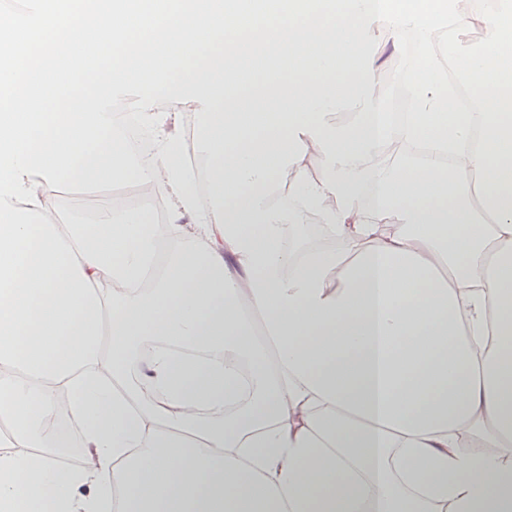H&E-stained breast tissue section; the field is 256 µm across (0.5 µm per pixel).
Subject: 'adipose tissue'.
<instances>
[{
  "mask_svg": "<svg viewBox=\"0 0 512 512\" xmlns=\"http://www.w3.org/2000/svg\"><path fill=\"white\" fill-rule=\"evenodd\" d=\"M447 64L483 94L410 123L426 157L382 158L371 69L314 59L158 136L165 224L38 187L74 255L0 363V512H512V10ZM283 184L335 248H285ZM63 407L80 468L46 429ZM56 191L64 208L75 215L84 214L87 209L97 204L100 198V191L92 189L79 191L56 189Z\"/></svg>",
  "mask_w": 512,
  "mask_h": 512,
  "instance_id": "obj_1",
  "label": "adipose tissue"
}]
</instances>
